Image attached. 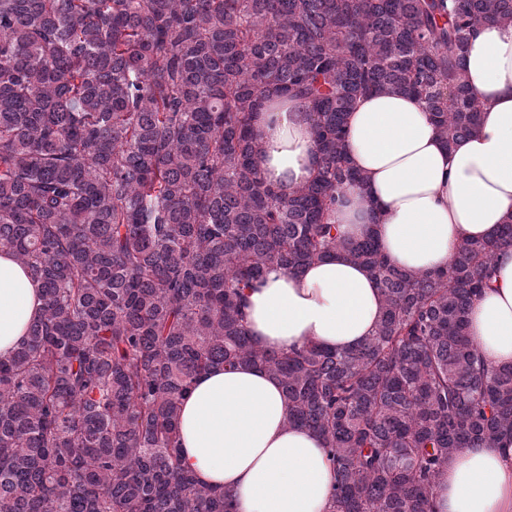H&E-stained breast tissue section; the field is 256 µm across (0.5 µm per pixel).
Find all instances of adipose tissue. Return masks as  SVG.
<instances>
[{"mask_svg":"<svg viewBox=\"0 0 512 512\" xmlns=\"http://www.w3.org/2000/svg\"><path fill=\"white\" fill-rule=\"evenodd\" d=\"M481 100L479 130L445 145L424 101L395 92L358 98L347 116V154L365 177L341 189L332 214L341 236L373 233L391 263L448 265L458 243L491 237L512 217V24L479 23L463 61ZM258 169L288 194L313 174L317 151L306 101L270 97L254 121ZM244 324L262 348L316 342L354 347L371 336L384 298L374 278L334 252L298 274L268 268L246 289ZM38 284L0 250V358L42 312ZM486 363L512 365V248L469 315ZM279 380L258 366H216L194 381L180 414V464L203 484L232 490L237 512H330L335 475L321 439L287 423ZM433 512H512V439L453 454L433 490Z\"/></svg>","mask_w":512,"mask_h":512,"instance_id":"ef3b65f1","label":"adipose tissue"}]
</instances>
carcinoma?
I'll return each instance as SVG.
<instances>
[{
  "label": "carcinoma",
  "mask_w": 512,
  "mask_h": 512,
  "mask_svg": "<svg viewBox=\"0 0 512 512\" xmlns=\"http://www.w3.org/2000/svg\"><path fill=\"white\" fill-rule=\"evenodd\" d=\"M484 21L511 24L512 0H0V249L44 300L0 359V512H236L178 461L182 401L216 365L280 381L332 512H432L449 456L512 435V366L469 334L512 220L428 272L330 222L363 182L361 95L424 100L449 146L477 132L461 61ZM278 94L310 103L317 148L286 197L253 132ZM335 251L384 294L373 336L257 347L244 290Z\"/></svg>",
  "instance_id": "1"
}]
</instances>
